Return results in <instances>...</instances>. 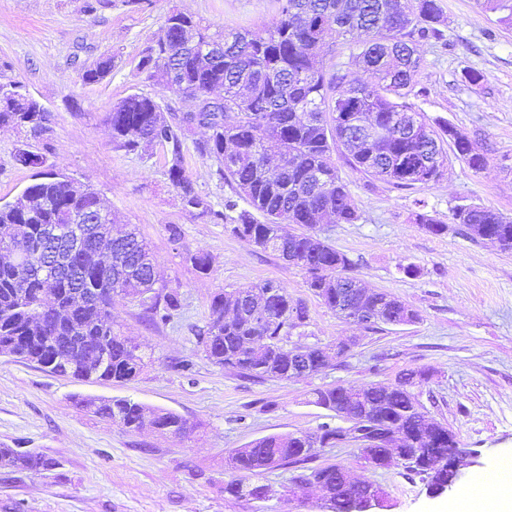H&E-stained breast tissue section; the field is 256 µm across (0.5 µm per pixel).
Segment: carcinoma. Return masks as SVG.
<instances>
[{
  "label": "carcinoma",
  "instance_id": "obj_1",
  "mask_svg": "<svg viewBox=\"0 0 512 512\" xmlns=\"http://www.w3.org/2000/svg\"><path fill=\"white\" fill-rule=\"evenodd\" d=\"M486 8L500 12L499 21L512 26V0H484ZM175 22L164 42L157 38L142 52L138 69L157 85H175L183 92L224 89V112L201 111L199 127L208 131L195 144L198 154L217 164V172L231 184L247 207L233 199L216 211L185 175L182 146L194 129L190 119L166 112L153 98L131 94L108 114L112 141L134 151L143 143H159L171 155L168 176L179 191L182 204L199 214L229 226L230 232L264 251L277 253L288 264L309 275L308 285L332 310L352 307L366 310L378 322L403 325L418 319L416 311L386 293L372 292L352 274L346 254L322 237L317 224H353L358 212L347 184L339 175L333 153L348 150L351 169L379 176L397 188L425 187L445 175L448 153L475 171L488 158L456 135L446 121L433 126L404 99L424 90L415 89L414 76L421 65L415 55V39H438L444 23L438 0H279L278 17L252 31L215 36L209 27L179 12L165 17ZM365 36L355 61L371 76L366 83L340 89L341 78L328 74L319 56L328 42L346 43L354 33ZM112 71V57L102 56L82 74V81L97 84ZM46 113L29 112L26 94L16 83H0V125L37 129ZM21 200L0 204V246L21 249H54L55 230L73 223V216L94 209L100 196L88 190L72 192L60 174L38 173ZM322 184H317V181ZM454 223L473 239L489 240L504 252H512V219L495 209L459 205ZM416 223L428 233L441 234L447 225L425 212ZM299 224L306 231L282 233L281 225ZM99 238L112 236V262L90 265L87 245L67 260L55 274L34 269L41 256L31 257L29 274L17 282L15 269L0 263V348L7 350L16 333L27 329L36 314L50 321L49 335L27 344L24 360L31 363L56 360L54 373L75 379L129 380L143 370L151 356L112 326V295L140 298L151 322L167 320L180 308L179 293L156 291L153 255L136 228L112 235V211L92 226ZM277 288L264 299L262 317H226L230 307L246 297ZM306 307L277 281L233 288L216 294L207 329L198 336L207 359L221 368L256 379L291 378L292 366L322 357L318 346H305L295 354L283 344L288 331L306 324ZM427 373L421 369L401 372L395 382L355 386H331L314 392V404L348 418L363 432L368 444L364 459L378 468L394 465L393 457L406 459L404 466L422 476L428 487H443L451 475L436 466L439 454L455 444L448 427L425 415L413 387ZM80 404L103 421L128 431L140 428L146 414L163 433L186 436L196 426L179 414L126 397L83 398ZM342 428L321 425L314 432L321 447L339 442ZM307 433L264 436L235 450L232 469L241 479L224 491L258 498L265 485L244 483L249 476L278 467L294 468L296 488L312 483L332 512H351L355 499L378 487L352 480L344 467H311L316 455L308 454ZM0 464L22 471L42 473L56 462L40 452L0 448Z\"/></svg>",
  "mask_w": 512,
  "mask_h": 512
}]
</instances>
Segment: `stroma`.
Wrapping results in <instances>:
<instances>
[{
    "label": "stroma",
    "instance_id": "35a3bbf8",
    "mask_svg": "<svg viewBox=\"0 0 512 512\" xmlns=\"http://www.w3.org/2000/svg\"><path fill=\"white\" fill-rule=\"evenodd\" d=\"M86 0H0V82H20L46 109L44 132L0 127V203L14 201L36 172L15 165L21 144L41 154L46 169L97 192L117 224L135 225L152 249L159 287L175 289L181 308L167 322L150 323L137 302L112 300V319L153 359L127 381H82L34 363L0 356V448L30 449L53 459L40 474L0 465V512H328L317 488L299 490L288 468L254 476L267 485L262 500L225 493L235 472L226 459L251 441L273 434L313 432L348 421L312 402L315 389L363 387L393 381L421 368L428 379L415 393L426 415L447 425L475 466L451 489L429 496L420 476L404 466L375 468L355 443L319 449L316 463L343 466L350 477L379 486L383 512H445L476 475L512 453V253L474 239L452 222L461 204H479L512 217V27L477 0H439L445 22L438 40L421 41L415 75L422 96H408L429 121H448L488 157L475 171L451 160L440 181L399 189L383 179L340 166L358 208L353 224H326L323 236L353 262L371 290L389 293L416 310V322L364 326L341 318L309 288L305 271L288 265L185 208L168 177L165 148L128 152L112 142L106 116L131 93L185 112L190 99L145 80L138 63L179 10L212 29H253L277 16V0H106L87 12ZM112 58L101 83L82 84L80 70ZM478 72L479 83L465 74ZM205 136L195 129L183 145L184 169L212 207L232 197L213 161L195 150ZM448 229L427 233L414 221L417 201ZM181 229L179 241L169 225ZM189 254L207 255L199 273ZM274 280L305 303V326L285 336V346L347 345L315 373L289 380H249L207 360L198 343L213 296ZM128 397L175 412L196 430L187 437L151 428L128 432L100 421L74 396Z\"/></svg>",
    "mask_w": 512,
    "mask_h": 512
}]
</instances>
